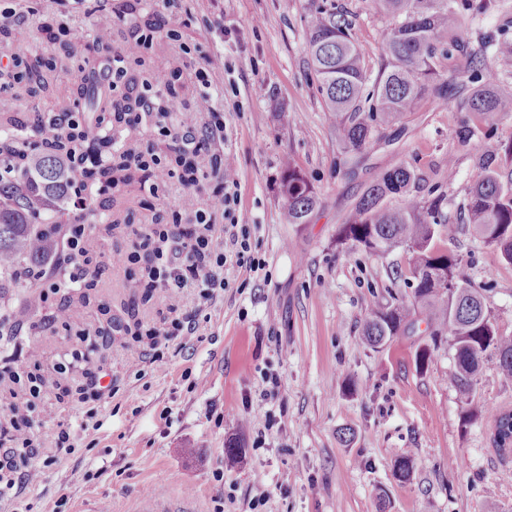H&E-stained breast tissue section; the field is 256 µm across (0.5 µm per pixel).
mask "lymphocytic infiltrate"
<instances>
[{
    "mask_svg": "<svg viewBox=\"0 0 512 512\" xmlns=\"http://www.w3.org/2000/svg\"><path fill=\"white\" fill-rule=\"evenodd\" d=\"M151 127L158 138L171 144L181 170H174L155 150L136 154L133 160L144 173L141 188L151 197H159L169 179H177L185 195L204 194L202 204L190 205L187 214L172 211L166 223L134 229L136 247L148 261L147 275L153 287L169 298V316L153 331L154 336L178 341L187 346L197 339L199 321L191 316L176 318L175 300L183 289L199 288L207 303H215L224 294L229 270L255 273L264 270L266 261L251 241L246 225L240 222V181L235 161L224 149L227 122L211 97H203L192 110L160 112L151 97L141 96L138 111L124 112L113 125L97 124L85 113L65 112L40 125V144L55 150L59 138L69 146L61 157L70 181L67 198L73 214L65 243L66 266L57 278L59 288H75L89 275L85 255L89 226L84 213L93 202L82 182L104 158L97 145L111 137L114 146H123L124 128ZM24 417L12 415L0 426V502L16 485L20 462L51 449L46 464L56 463V451L71 449L73 432L68 423H58L48 432L27 433Z\"/></svg>",
    "mask_w": 512,
    "mask_h": 512,
    "instance_id": "obj_1",
    "label": "lymphocytic infiltrate"
}]
</instances>
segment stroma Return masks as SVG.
<instances>
[{
    "label": "stroma",
    "instance_id": "1",
    "mask_svg": "<svg viewBox=\"0 0 512 512\" xmlns=\"http://www.w3.org/2000/svg\"><path fill=\"white\" fill-rule=\"evenodd\" d=\"M356 17L352 37L369 67L390 20L373 0H334ZM306 0H182L180 40L127 50L163 0H0L13 14L0 53L35 59L55 54L45 26L66 29L72 53L46 73V91L0 88V122L35 113L76 111L79 93L124 87L157 91V75L186 57L205 64L210 82L182 75L171 93L194 105L217 89L215 106L229 119L225 148L240 179V220L267 266L228 271L224 297L208 307L202 341L161 349L138 360L149 329L168 314L159 289L132 261L131 226L181 209L184 198L141 189L140 170L116 173L86 220L94 273L85 287L0 293V411L18 406L33 431L67 419L78 431L72 453L20 481L24 512H136L146 489L166 498L191 496L196 512H244L271 496L275 512H512V481L491 446L492 414L512 411V379L487 354L471 399L484 415L464 422L465 401L449 383L453 351L441 345L417 370L420 336L372 348L362 325L371 309L410 294L393 279L407 266L403 249L369 256L336 242V228L374 170L405 163L442 187L444 212L457 216L475 177L477 155L512 137V113L487 134L458 145V113L424 99L392 145L378 144L370 169L355 178L343 157L316 86L306 76ZM110 21V40L93 28ZM121 58L124 85L112 88L103 65ZM293 160L322 205L311 223L292 224L280 198L285 160ZM483 291L499 332L512 336V265L472 227L452 246ZM79 313L63 323L62 309ZM104 326L106 336L85 335ZM72 367L58 373L60 357ZM103 374L112 392L98 395L86 374ZM93 421L94 427L81 425ZM348 440H341L342 431ZM236 445L228 455V445ZM414 461L409 481L398 459Z\"/></svg>",
    "mask_w": 512,
    "mask_h": 512
}]
</instances>
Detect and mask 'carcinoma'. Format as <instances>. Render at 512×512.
Here are the masks:
<instances>
[{"mask_svg": "<svg viewBox=\"0 0 512 512\" xmlns=\"http://www.w3.org/2000/svg\"><path fill=\"white\" fill-rule=\"evenodd\" d=\"M391 19L381 42L378 71L366 65L353 40V20L332 0H307L308 70L327 111L336 142L357 166L380 140V129L414 112L424 98L464 113L456 130L461 143L480 130L496 127L512 112V93L503 91L489 68V56L512 57V39L490 32L471 48L459 32L492 7V0H375ZM458 54L467 69L441 74L442 63ZM25 153L35 151L30 168L0 179V289L32 288L29 272L49 263L56 250L58 225L51 212L66 201L67 175L60 162L37 152L36 144L0 125V141ZM280 197L290 224H308L319 196L302 171L285 161ZM398 197L402 204L389 205ZM440 186L408 165L378 171L345 214L336 239L370 255L402 247L408 254L410 296L371 310L364 341L378 348L398 336L423 332L430 343L415 354L423 368L431 349L448 341L454 351L450 384L461 394L474 392L483 359L493 352L503 374L512 378V336L499 334L480 289L471 286L462 259L437 244L453 240L458 224L443 215ZM460 222L512 265V137L498 151L479 156L476 177ZM425 329H420V326ZM492 446L503 463L512 461V411L494 417Z\"/></svg>", "mask_w": 512, "mask_h": 512, "instance_id": "1", "label": "carcinoma"}]
</instances>
